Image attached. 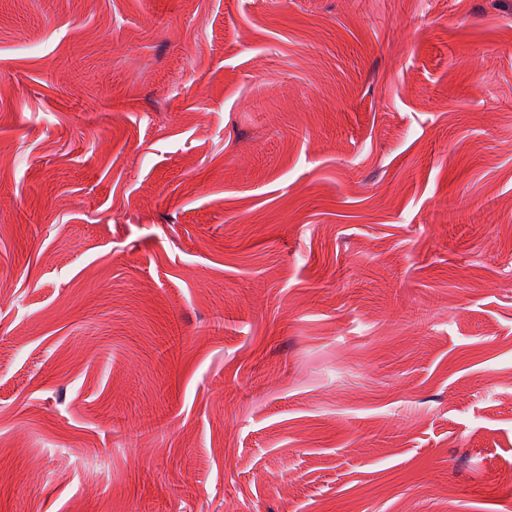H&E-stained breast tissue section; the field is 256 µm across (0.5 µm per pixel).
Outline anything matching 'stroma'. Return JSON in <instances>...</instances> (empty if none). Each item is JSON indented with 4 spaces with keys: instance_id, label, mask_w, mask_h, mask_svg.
<instances>
[{
    "instance_id": "35a3bbf8",
    "label": "stroma",
    "mask_w": 512,
    "mask_h": 512,
    "mask_svg": "<svg viewBox=\"0 0 512 512\" xmlns=\"http://www.w3.org/2000/svg\"><path fill=\"white\" fill-rule=\"evenodd\" d=\"M512 0H0V512H512Z\"/></svg>"
}]
</instances>
